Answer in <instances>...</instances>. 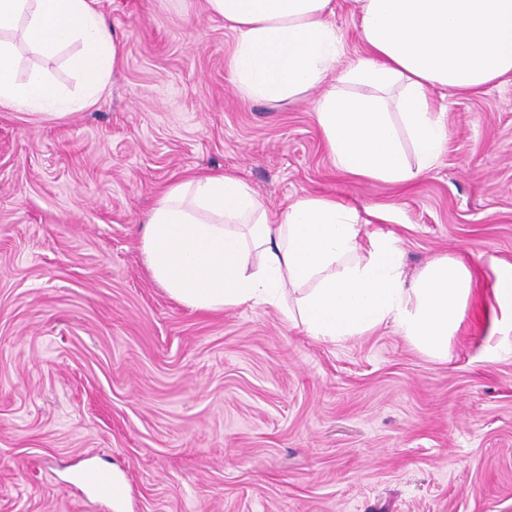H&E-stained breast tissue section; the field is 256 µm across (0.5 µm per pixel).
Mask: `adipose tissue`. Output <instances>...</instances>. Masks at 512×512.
I'll use <instances>...</instances> for the list:
<instances>
[{"instance_id": "obj_1", "label": "adipose tissue", "mask_w": 512, "mask_h": 512, "mask_svg": "<svg viewBox=\"0 0 512 512\" xmlns=\"http://www.w3.org/2000/svg\"><path fill=\"white\" fill-rule=\"evenodd\" d=\"M92 0H0V106L39 111L61 103L39 71L15 79L17 43L68 59L88 97L114 72L119 42ZM236 34L234 82L279 104L313 89L315 120L342 171L389 184L434 166L448 130L430 94L474 92L512 75V0H354L365 51L347 57L334 0H206ZM154 280L200 311L244 304L281 309L307 335L336 342L392 324L419 351L442 357L475 281L443 256L404 273L396 237L362 240L359 214L333 196L304 195L271 214L243 180L204 173L172 185L143 227ZM496 313L487 349L512 354V263L492 261Z\"/></svg>"}]
</instances>
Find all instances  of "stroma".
Returning <instances> with one entry per match:
<instances>
[{
    "instance_id": "1",
    "label": "stroma",
    "mask_w": 512,
    "mask_h": 512,
    "mask_svg": "<svg viewBox=\"0 0 512 512\" xmlns=\"http://www.w3.org/2000/svg\"><path fill=\"white\" fill-rule=\"evenodd\" d=\"M120 40L86 99L67 54L18 49L77 106H0V512H113L81 482L119 468L127 512H512V356L486 353L490 259L512 262V77L433 92L448 139L402 185L334 164L312 99L241 96L205 0H96ZM220 171L273 212L355 204L407 276L474 264L447 359L393 326L335 343L270 306L201 312L141 252L171 185Z\"/></svg>"
}]
</instances>
